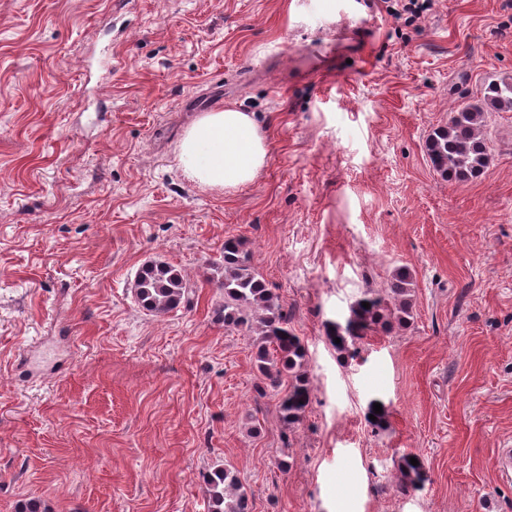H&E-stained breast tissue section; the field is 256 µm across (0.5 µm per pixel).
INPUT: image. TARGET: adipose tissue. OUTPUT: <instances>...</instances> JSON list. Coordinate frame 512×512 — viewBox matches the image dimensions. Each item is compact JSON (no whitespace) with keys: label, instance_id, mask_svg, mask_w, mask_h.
<instances>
[{"label":"adipose tissue","instance_id":"ef3b65f1","mask_svg":"<svg viewBox=\"0 0 512 512\" xmlns=\"http://www.w3.org/2000/svg\"><path fill=\"white\" fill-rule=\"evenodd\" d=\"M266 155V138L253 114L229 105L202 113L182 138L178 160L188 178L222 190L251 183Z\"/></svg>","mask_w":512,"mask_h":512}]
</instances>
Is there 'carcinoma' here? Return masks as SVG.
Segmentation results:
<instances>
[{
    "instance_id": "cac0c4a2",
    "label": "carcinoma",
    "mask_w": 512,
    "mask_h": 512,
    "mask_svg": "<svg viewBox=\"0 0 512 512\" xmlns=\"http://www.w3.org/2000/svg\"><path fill=\"white\" fill-rule=\"evenodd\" d=\"M512 112V78L490 82L484 89L483 103H461L450 113L448 123L432 130L426 139V152L433 169L443 178L467 182L478 177L488 162V146L479 129L484 110ZM410 277L396 272L389 285L391 302L379 295L364 298L352 308L345 324L333 325L334 337L340 339L336 350L350 352L356 341L378 328L404 326L412 318V306L407 299ZM217 287L224 291L221 312L224 325L257 326L256 369L261 383L256 385L259 396L271 390L279 396V418L290 427L300 422L310 403L309 380L306 371L307 351L298 336L288 328L283 305L259 273L250 265L243 243L237 238L224 240V267L218 274ZM192 288L180 269L166 261L145 264L134 283L138 305L153 314H168L190 304ZM400 484L405 491L416 490L424 481L422 466L401 457L398 465ZM207 512H248L247 492L235 471L222 464L203 475Z\"/></svg>"
}]
</instances>
